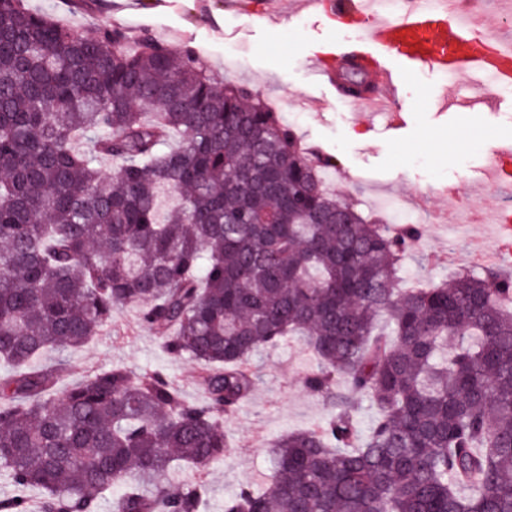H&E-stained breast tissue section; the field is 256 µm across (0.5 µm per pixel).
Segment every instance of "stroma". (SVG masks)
Wrapping results in <instances>:
<instances>
[{
    "label": "stroma",
    "instance_id": "1",
    "mask_svg": "<svg viewBox=\"0 0 512 512\" xmlns=\"http://www.w3.org/2000/svg\"><path fill=\"white\" fill-rule=\"evenodd\" d=\"M28 5L84 37L119 27L133 39L150 34L178 53L198 50L215 81L247 88L303 143L337 158V168L328 172L331 191L372 204L389 197L412 213L421 236L405 271L416 281L449 278L456 268L474 265L480 250L501 253L499 271L512 273L511 237L495 238L478 222L463 229L433 223L430 208L448 214L457 203L439 196L425 209L413 199L432 186L452 184L467 195L483 190L492 155L512 153V86L452 109L445 107L442 89L467 85L468 77L413 70L397 83L395 103L403 122L395 126L385 115L366 111L362 101L339 97L330 76L313 72L312 59L323 57L332 67L337 54L366 44L361 29L336 27L331 13H311L301 0H281L280 14L271 21L259 18L262 0H29ZM67 359L76 377L115 364L159 368L187 399L201 398L194 387L198 364L169 358L134 308L115 310L100 335ZM254 364L262 381L225 422L236 450L202 475L211 512H222L225 496L240 484L268 482L275 440L314 427L327 415L322 398L305 386L315 363L297 337L262 351Z\"/></svg>",
    "mask_w": 512,
    "mask_h": 512
}]
</instances>
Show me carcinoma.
Returning a JSON list of instances; mask_svg holds the SVG:
<instances>
[{"label": "carcinoma", "mask_w": 512, "mask_h": 512, "mask_svg": "<svg viewBox=\"0 0 512 512\" xmlns=\"http://www.w3.org/2000/svg\"><path fill=\"white\" fill-rule=\"evenodd\" d=\"M345 62L336 92L372 95V61ZM251 98L192 49L77 38L0 0V477L38 490L37 512H99L117 487L112 512H210L202 478H161L230 454L224 418L260 380L253 358L301 336L328 415L279 439L268 485L224 512H512V278L397 287L417 230L335 199L321 171L336 162ZM162 190L182 196L163 217ZM123 307L201 366V400L160 369L67 381L64 355Z\"/></svg>", "instance_id": "cac0c4a2"}]
</instances>
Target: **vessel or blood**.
I'll list each match as a JSON object with an SVG mask.
<instances>
[{
    "instance_id": "b4317fda",
    "label": "vessel or blood",
    "mask_w": 512,
    "mask_h": 512,
    "mask_svg": "<svg viewBox=\"0 0 512 512\" xmlns=\"http://www.w3.org/2000/svg\"><path fill=\"white\" fill-rule=\"evenodd\" d=\"M307 6L354 15L363 22L364 36L379 56L394 64L376 70L372 81L378 91L367 98L370 110L392 112L397 91V66H421L442 73H464L473 81L483 77L512 82V37L487 30L482 21L449 0H412L394 20L379 17L370 0H306Z\"/></svg>"
}]
</instances>
